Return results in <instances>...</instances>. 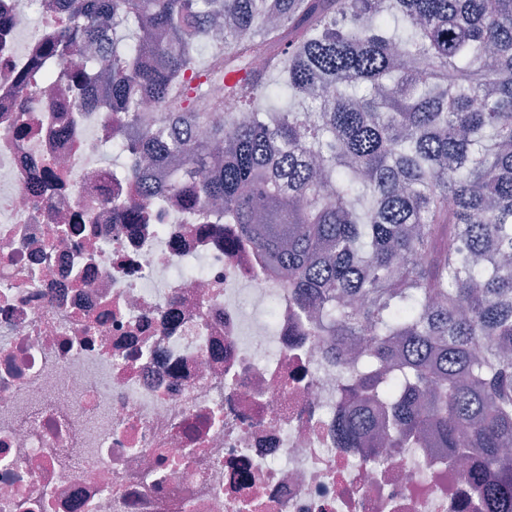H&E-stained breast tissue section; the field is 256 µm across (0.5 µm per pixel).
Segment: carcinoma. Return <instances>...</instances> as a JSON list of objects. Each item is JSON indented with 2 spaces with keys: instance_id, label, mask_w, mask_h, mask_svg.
Returning a JSON list of instances; mask_svg holds the SVG:
<instances>
[{
  "instance_id": "cac0c4a2",
  "label": "carcinoma",
  "mask_w": 512,
  "mask_h": 512,
  "mask_svg": "<svg viewBox=\"0 0 512 512\" xmlns=\"http://www.w3.org/2000/svg\"><path fill=\"white\" fill-rule=\"evenodd\" d=\"M59 6L43 54L97 49L78 99H109L113 149L172 171L160 197L223 201L313 335L360 346L337 445L432 440L472 512H512V0Z\"/></svg>"
}]
</instances>
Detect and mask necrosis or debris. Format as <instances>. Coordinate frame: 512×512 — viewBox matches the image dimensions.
Wrapping results in <instances>:
<instances>
[{"mask_svg":"<svg viewBox=\"0 0 512 512\" xmlns=\"http://www.w3.org/2000/svg\"><path fill=\"white\" fill-rule=\"evenodd\" d=\"M55 2L0 0V512H462L447 452L337 446L336 366L223 211H127L109 107L38 62Z\"/></svg>","mask_w":512,"mask_h":512,"instance_id":"4bbe7bcc","label":"necrosis or debris"}]
</instances>
